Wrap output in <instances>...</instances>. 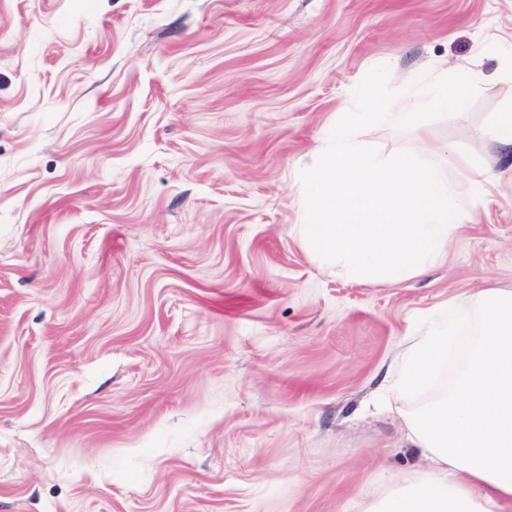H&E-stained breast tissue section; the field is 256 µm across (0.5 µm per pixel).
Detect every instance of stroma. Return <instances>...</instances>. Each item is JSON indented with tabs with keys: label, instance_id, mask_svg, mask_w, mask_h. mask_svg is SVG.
<instances>
[{
	"label": "stroma",
	"instance_id": "stroma-1",
	"mask_svg": "<svg viewBox=\"0 0 512 512\" xmlns=\"http://www.w3.org/2000/svg\"><path fill=\"white\" fill-rule=\"evenodd\" d=\"M512 0H0V512H363L424 463L384 401L448 299L512 289V157L428 274L324 272L299 172L353 89L492 75ZM512 98L480 87L472 134Z\"/></svg>",
	"mask_w": 512,
	"mask_h": 512
}]
</instances>
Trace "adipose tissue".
Wrapping results in <instances>:
<instances>
[{
	"mask_svg": "<svg viewBox=\"0 0 512 512\" xmlns=\"http://www.w3.org/2000/svg\"><path fill=\"white\" fill-rule=\"evenodd\" d=\"M477 339L448 389L404 418L424 472L369 512H512V289L489 286L439 306L400 359L395 398L427 387L466 322Z\"/></svg>",
	"mask_w": 512,
	"mask_h": 512,
	"instance_id": "obj_1",
	"label": "adipose tissue"
}]
</instances>
